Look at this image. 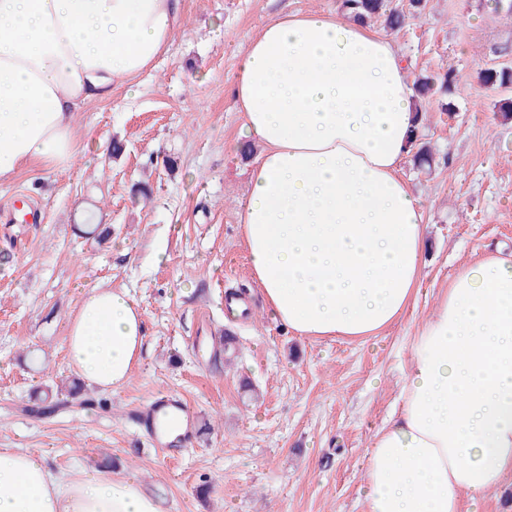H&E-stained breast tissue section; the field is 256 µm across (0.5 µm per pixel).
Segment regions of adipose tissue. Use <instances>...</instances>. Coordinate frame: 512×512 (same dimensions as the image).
I'll use <instances>...</instances> for the list:
<instances>
[{
    "label": "adipose tissue",
    "mask_w": 512,
    "mask_h": 512,
    "mask_svg": "<svg viewBox=\"0 0 512 512\" xmlns=\"http://www.w3.org/2000/svg\"><path fill=\"white\" fill-rule=\"evenodd\" d=\"M179 0H0V180L70 167L81 106L166 50ZM233 103L262 147L238 204L251 277L301 338L379 335L425 275L424 208L402 173L420 105L395 44L349 15L284 14L249 38ZM69 366L117 390L145 348L124 292H83ZM399 405L365 450V512H479L512 480V252L458 274L413 336ZM0 512H160L136 474L53 472L0 448Z\"/></svg>",
    "instance_id": "obj_1"
}]
</instances>
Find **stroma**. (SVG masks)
Instances as JSON below:
<instances>
[{
	"label": "stroma",
	"mask_w": 512,
	"mask_h": 512,
	"mask_svg": "<svg viewBox=\"0 0 512 512\" xmlns=\"http://www.w3.org/2000/svg\"><path fill=\"white\" fill-rule=\"evenodd\" d=\"M391 4L406 26L371 28L395 43L411 78H457L450 108L421 104L431 169L403 163L429 243L416 303L366 341L302 339L272 320L250 277L237 202L253 159L231 95L239 60L273 17L336 13L340 0H181L184 22L136 97L119 86L77 112L71 168L32 163L0 181V448L45 454L55 471H136L161 512H363L364 452L397 402L417 327L465 267L512 250V118L498 110L512 87L479 79L512 68V13L494 0ZM138 182L150 199L132 193ZM20 197L42 223H24ZM90 220L111 225V240L83 238ZM96 286L128 292L143 311L140 363L118 390L86 386L93 407L30 412L35 388L71 379L67 321ZM230 290L249 298L250 319L226 320ZM228 328L238 356L212 364L211 339ZM161 394L210 430L156 447L140 415Z\"/></svg>",
	"instance_id": "obj_1"
}]
</instances>
